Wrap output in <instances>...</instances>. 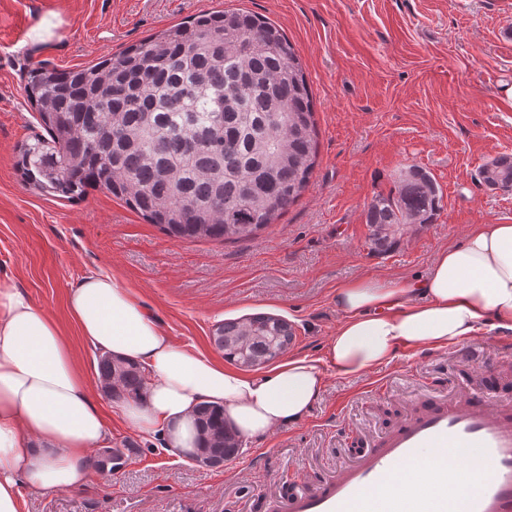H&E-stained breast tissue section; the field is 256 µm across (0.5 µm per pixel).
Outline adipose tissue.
<instances>
[{"label":"adipose tissue","instance_id":"1","mask_svg":"<svg viewBox=\"0 0 512 512\" xmlns=\"http://www.w3.org/2000/svg\"><path fill=\"white\" fill-rule=\"evenodd\" d=\"M85 341L140 365L142 395L127 425L177 457L195 453L199 405L223 407L244 439L300 422L327 374L355 377L390 363L398 346L442 347L512 331V224H478L441 251L421 280L357 279L336 290L341 319L325 358L291 356L249 377L168 342L158 320L111 274L91 272L67 296ZM107 422L53 319L0 280V512H20L23 489H78Z\"/></svg>","mask_w":512,"mask_h":512}]
</instances>
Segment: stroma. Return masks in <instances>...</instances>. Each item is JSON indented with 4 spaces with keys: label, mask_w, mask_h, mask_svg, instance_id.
I'll return each mask as SVG.
<instances>
[{
    "label": "stroma",
    "mask_w": 512,
    "mask_h": 512,
    "mask_svg": "<svg viewBox=\"0 0 512 512\" xmlns=\"http://www.w3.org/2000/svg\"><path fill=\"white\" fill-rule=\"evenodd\" d=\"M243 9L275 22L313 95L317 160L310 183L277 224L243 242L181 241L100 189L69 202L40 194L17 167L40 135L26 92L37 63L95 64L205 13ZM51 35L38 40L43 21ZM512 154V0H0V279L12 280L60 326L88 376L116 448L135 444L85 488L24 490V512H269L289 476L315 482L395 423L417 396L481 391L512 399V347L478 336L484 359L455 346L400 347L360 377L328 376L307 416L247 443L219 468L148 442L103 391L97 351L77 333L67 296L105 270L158 318L167 339L223 362L214 326L256 313L295 329L291 356L325 357L340 320L336 288L358 278L425 277L440 250L474 224H512V193L481 183L486 162ZM416 165L443 191L435 223L372 253L365 206Z\"/></svg>",
    "instance_id": "obj_1"
}]
</instances>
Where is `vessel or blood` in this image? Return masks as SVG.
Wrapping results in <instances>:
<instances>
[{
    "mask_svg": "<svg viewBox=\"0 0 512 512\" xmlns=\"http://www.w3.org/2000/svg\"><path fill=\"white\" fill-rule=\"evenodd\" d=\"M432 452L448 458L475 453L491 464L470 495H458L455 472L427 476L433 492L409 507L390 494L393 476ZM278 512H512V400L493 403L482 394L423 397L396 424L372 439L334 475L299 482L276 504Z\"/></svg>",
    "mask_w": 512,
    "mask_h": 512,
    "instance_id": "1",
    "label": "vessel or blood"
}]
</instances>
